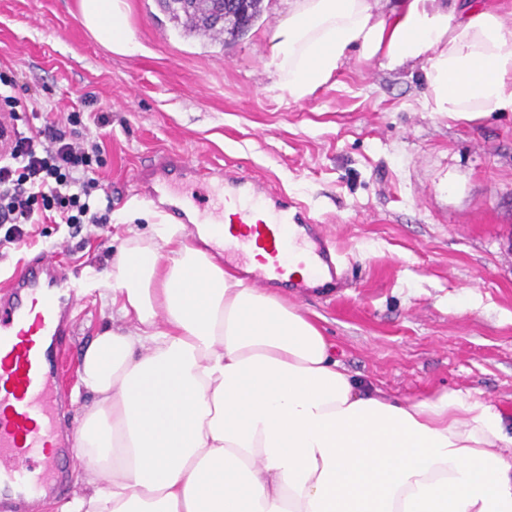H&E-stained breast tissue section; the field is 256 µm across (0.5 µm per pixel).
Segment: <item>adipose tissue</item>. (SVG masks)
I'll return each mask as SVG.
<instances>
[{
	"mask_svg": "<svg viewBox=\"0 0 512 512\" xmlns=\"http://www.w3.org/2000/svg\"><path fill=\"white\" fill-rule=\"evenodd\" d=\"M112 52H135L124 0H79ZM278 88L310 98L350 50L424 66V111L512 113V27L470 0H288ZM103 283L120 329L81 381L84 493L64 512H512L495 408L448 389L392 401L352 378L310 317L226 271L185 225L130 228Z\"/></svg>",
	"mask_w": 512,
	"mask_h": 512,
	"instance_id": "ef3b65f1",
	"label": "adipose tissue"
}]
</instances>
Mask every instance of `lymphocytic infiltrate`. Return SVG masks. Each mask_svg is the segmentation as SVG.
Returning <instances> with one entry per match:
<instances>
[{"label":"lymphocytic infiltrate","instance_id":"obj_1","mask_svg":"<svg viewBox=\"0 0 512 512\" xmlns=\"http://www.w3.org/2000/svg\"><path fill=\"white\" fill-rule=\"evenodd\" d=\"M82 115L44 118L41 125L16 132L0 156V247L25 244L41 211L54 212L74 230L110 223L94 212L91 197L102 190L98 175L101 144L79 133Z\"/></svg>","mask_w":512,"mask_h":512}]
</instances>
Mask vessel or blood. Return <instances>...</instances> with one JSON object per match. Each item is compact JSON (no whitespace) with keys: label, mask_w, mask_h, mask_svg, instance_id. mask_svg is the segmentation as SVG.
<instances>
[{"label":"vessel or blood","mask_w":512,"mask_h":512,"mask_svg":"<svg viewBox=\"0 0 512 512\" xmlns=\"http://www.w3.org/2000/svg\"><path fill=\"white\" fill-rule=\"evenodd\" d=\"M168 168L201 179L210 175L182 155L172 157ZM221 211L224 253L256 255L244 274L257 287H345L338 246L309 213L267 183L247 174L225 175ZM295 265L308 268L307 279H294ZM1 289L7 300L0 305V495L20 510L30 496L55 490L61 461L76 455L54 356L74 336L77 293L68 269L45 251Z\"/></svg>","instance_id":"obj_1"}]
</instances>
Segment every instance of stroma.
I'll use <instances>...</instances> for the list:
<instances>
[{
    "label": "stroma",
    "mask_w": 512,
    "mask_h": 512,
    "mask_svg": "<svg viewBox=\"0 0 512 512\" xmlns=\"http://www.w3.org/2000/svg\"><path fill=\"white\" fill-rule=\"evenodd\" d=\"M125 2L131 55L94 39L78 0H0V73L16 83L19 116L49 104L108 117L82 133L104 148L110 224L77 234L39 224L33 244L0 249V284L59 243L86 287L77 335L56 363L72 426L93 399L78 376L83 354L112 322L87 283L129 225L146 234L169 222L132 177L180 153L273 182L342 249L341 292L279 294L317 321L348 373L399 401L470 393L512 434V115L465 122L424 111L421 64L388 70L354 51L335 83L296 103L267 66L286 0H266L226 44L183 32L157 0Z\"/></svg>",
    "instance_id": "35a3bbf8"
}]
</instances>
